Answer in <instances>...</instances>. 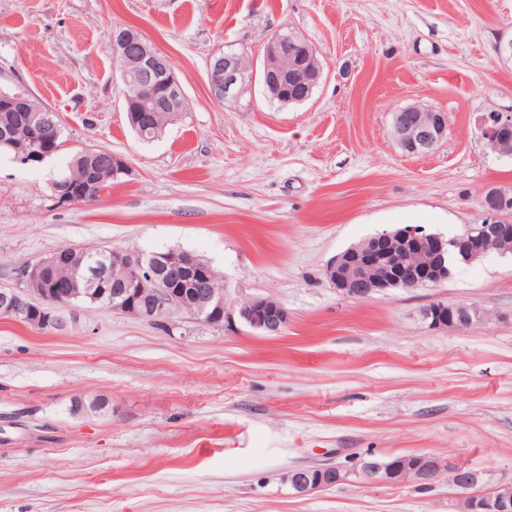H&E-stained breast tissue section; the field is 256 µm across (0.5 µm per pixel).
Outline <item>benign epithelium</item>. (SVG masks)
Returning a JSON list of instances; mask_svg holds the SVG:
<instances>
[{
    "instance_id": "7a95c632",
    "label": "benign epithelium",
    "mask_w": 512,
    "mask_h": 512,
    "mask_svg": "<svg viewBox=\"0 0 512 512\" xmlns=\"http://www.w3.org/2000/svg\"><path fill=\"white\" fill-rule=\"evenodd\" d=\"M113 55L122 60L120 69L127 88L124 107L127 112H175L184 99L170 58L157 51L139 30L115 28L112 31ZM210 95L226 106L238 102L242 94L258 80L267 97L283 105L309 99L323 75V65L309 44L295 35L277 32L267 41L261 65L246 60L232 49L214 51L207 63ZM297 87V95L288 96V82ZM0 108L21 113L26 127L39 150L35 157L44 162L58 148L42 137L37 109L21 95H0ZM475 127L489 148L500 157H512V114L487 113L476 117ZM392 135L399 146L410 154L433 151L448 135L447 113L419 105H409L394 113ZM96 152L112 161V176L128 174L126 160L109 150ZM481 205L491 221L476 232L458 234L450 241L443 237L409 227L400 232L403 241L398 252L384 253L377 244L392 238L393 232L382 231L370 241L354 246L327 264L325 274L336 290L359 298L385 289L390 276L396 284L415 288L423 283L415 275L421 262L439 284L450 277L448 245L454 244L462 261L470 263L493 251L492 241L512 235V215L507 208L512 198L496 187L487 188ZM102 258L112 263V287L98 277V288L92 301L115 313L142 320L168 321L175 313H183L206 324H221L239 318L260 333H279L288 323V312L268 297L250 296L232 301L227 288H214L218 279L213 268L195 256L176 257L171 252H131L102 247ZM423 261H418V257ZM59 260L57 252L29 262L17 269L18 285L0 289V314L38 329L61 330L67 327L70 301L79 297L77 288H54L47 283V270ZM60 306L55 316L45 314L43 307ZM433 329L468 327L481 319L473 306L433 302L424 310ZM362 473L375 482L391 483L432 481L440 474V463L434 458L415 462L405 456L364 458ZM452 484L464 491L465 512H512V483L496 482L485 471L467 467L449 470ZM343 479L341 467L312 465L288 472L287 480L297 494L335 485Z\"/></svg>"
}]
</instances>
